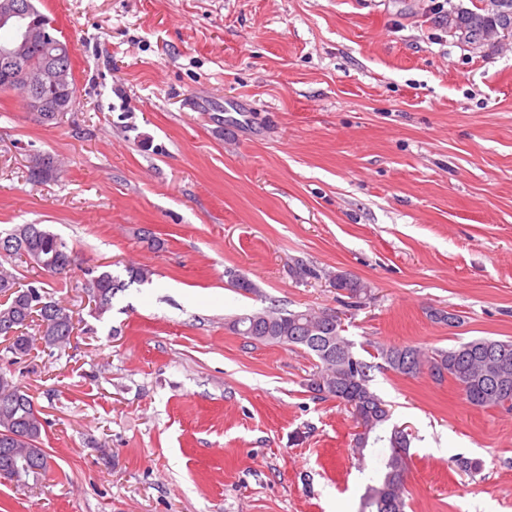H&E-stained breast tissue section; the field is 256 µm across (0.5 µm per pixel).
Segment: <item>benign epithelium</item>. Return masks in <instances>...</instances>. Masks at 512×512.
<instances>
[{
    "mask_svg": "<svg viewBox=\"0 0 512 512\" xmlns=\"http://www.w3.org/2000/svg\"><path fill=\"white\" fill-rule=\"evenodd\" d=\"M1 25L8 27L9 36L0 42V84L22 91L28 110L44 118L70 111L74 87L68 70L61 66L70 48L55 23L30 0H0ZM47 44L56 54L33 68L34 57Z\"/></svg>",
    "mask_w": 512,
    "mask_h": 512,
    "instance_id": "7a95c632",
    "label": "benign epithelium"
}]
</instances>
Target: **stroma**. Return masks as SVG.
Instances as JSON below:
<instances>
[{
    "label": "stroma",
    "mask_w": 512,
    "mask_h": 512,
    "mask_svg": "<svg viewBox=\"0 0 512 512\" xmlns=\"http://www.w3.org/2000/svg\"><path fill=\"white\" fill-rule=\"evenodd\" d=\"M35 4L78 99L45 123L0 92V226L48 225L76 261L0 266L79 325L19 361L0 339L53 460L34 488L0 482V512H359L382 458H354L349 411L306 391L312 358L229 328L268 307L340 312L409 435L406 512H512V412L376 356L512 339V45L454 42L430 0ZM38 153L60 169L34 183ZM129 263L150 282L94 315L89 270ZM339 272L370 286L360 309Z\"/></svg>",
    "instance_id": "obj_1"
}]
</instances>
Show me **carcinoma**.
<instances>
[{
	"instance_id": "cac0c4a2",
	"label": "carcinoma",
	"mask_w": 512,
	"mask_h": 512,
	"mask_svg": "<svg viewBox=\"0 0 512 512\" xmlns=\"http://www.w3.org/2000/svg\"><path fill=\"white\" fill-rule=\"evenodd\" d=\"M497 26L512 35V0H473L470 8L454 10L452 26L456 35L474 37L487 26ZM10 242L0 237L6 255L23 258L34 253L62 265L67 271L73 263L67 243L42 224L27 230L17 224L7 232ZM126 277L103 271L94 277L100 300L94 310L103 314L111 309L115 294L133 283H145L151 270L134 264L125 266ZM336 290L348 298L345 305L357 309L369 297L370 288L346 273L336 274ZM11 289L9 299L0 304V336L8 341L6 351L18 360L30 354L38 338L27 332V317L35 314L46 326V335L63 336L73 330V311L51 298L43 285L23 284L13 273L0 269V292ZM231 330L252 341L307 349L318 361L317 370L306 383L316 399L334 398L350 409L358 432L352 453L362 460L366 451L384 452L381 472L366 487L360 512H405V479L409 466L408 434L389 427L390 410L370 386L372 365L354 351V344L342 336L343 324L331 310L263 309L238 316ZM386 368L407 377L424 372L435 381L452 380L472 407L502 408L512 411V340L473 338L448 349L423 351L411 345L378 348ZM45 434V420L34 399L5 373L0 372V465L16 455L18 448H34ZM25 469L19 482L37 479L51 468V456L43 448L23 459ZM459 472L472 477L483 469L477 458L455 460Z\"/></svg>"
}]
</instances>
